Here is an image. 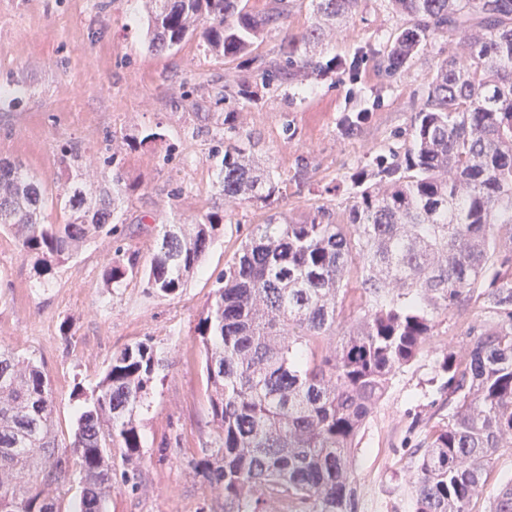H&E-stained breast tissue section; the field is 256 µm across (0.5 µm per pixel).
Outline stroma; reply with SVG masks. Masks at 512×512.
Listing matches in <instances>:
<instances>
[{"mask_svg": "<svg viewBox=\"0 0 512 512\" xmlns=\"http://www.w3.org/2000/svg\"><path fill=\"white\" fill-rule=\"evenodd\" d=\"M292 3L287 31L267 33L252 57L228 61L206 53L196 39L149 53L142 0H0V86L16 82L25 90L18 101H0L1 159L24 163L53 194L68 175L62 149L99 163L107 141L128 142L153 127L165 136L154 148L124 152L123 172L135 191L116 213V234L92 239L56 268L49 286L40 285L13 232L0 227V343L45 368L59 440L69 441L81 393L98 384L114 354L147 341L168 361L136 418L138 483H126L121 454L113 452L106 512H209L212 496L195 469L213 429L195 329L217 275L270 215L299 223L321 205L344 212L357 160L408 128L431 71L450 47L438 38L434 51L410 61L404 78L385 83L372 57L390 44L400 21L387 0H359L343 30L319 51L326 61L361 58L359 78L314 76L274 97L258 92L243 107L245 128L260 137V154L290 181L287 199L225 216L176 295L147 293L135 276L105 287L106 259L115 248L149 257L160 225L198 219L219 206L218 172L208 155L221 135L195 115L224 106L195 89L224 75L252 79L259 60L275 59L284 35L300 34L311 22L309 0ZM363 109L369 116L360 135L341 136L343 114ZM286 121L292 134L283 131ZM301 160L308 175L299 186L291 177ZM435 375L433 356L420 357L394 377L367 423L354 450L360 512H411L406 477L415 463V421L448 415ZM169 438L176 447L161 449Z\"/></svg>", "mask_w": 512, "mask_h": 512, "instance_id": "obj_1", "label": "stroma"}]
</instances>
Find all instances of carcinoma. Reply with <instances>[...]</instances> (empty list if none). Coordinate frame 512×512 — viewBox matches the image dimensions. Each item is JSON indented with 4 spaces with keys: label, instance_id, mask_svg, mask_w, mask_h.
Wrapping results in <instances>:
<instances>
[{
    "label": "carcinoma",
    "instance_id": "cac0c4a2",
    "mask_svg": "<svg viewBox=\"0 0 512 512\" xmlns=\"http://www.w3.org/2000/svg\"><path fill=\"white\" fill-rule=\"evenodd\" d=\"M402 24L375 66L402 76L436 39L455 48L429 77L399 150L356 163L343 218L328 206L290 224H258L216 280L197 324L210 385L214 440L196 463L220 509L211 512H360L352 453L392 378L426 353L436 355L448 420L421 422L409 478L412 512H472L486 492L494 456L512 447V0H388ZM312 21L262 61L256 80L274 93L289 81L346 68L310 52L340 31L358 0H310ZM290 0L261 11L248 0H145L152 54L199 37L234 59L284 28ZM224 111L204 119L224 127L212 155L225 210L287 197L288 181L254 151L236 101L251 84L213 87ZM366 112H348L342 135L357 137ZM121 151L100 176L74 150L55 196L63 223H45V184L24 164L0 161V226L14 230L40 284L112 220L135 187ZM221 211L197 224H162L146 264L116 248L105 285L141 275L144 288L175 294L213 242ZM475 307L487 318L461 325L460 356L436 347L441 317ZM166 360L140 342L112 357L86 396L71 440L54 431V398L44 367L0 344V512H59L49 487L80 476L75 512H104L112 489V449L134 464L135 416ZM488 512H512V480L490 496Z\"/></svg>",
    "mask_w": 512,
    "mask_h": 512
}]
</instances>
